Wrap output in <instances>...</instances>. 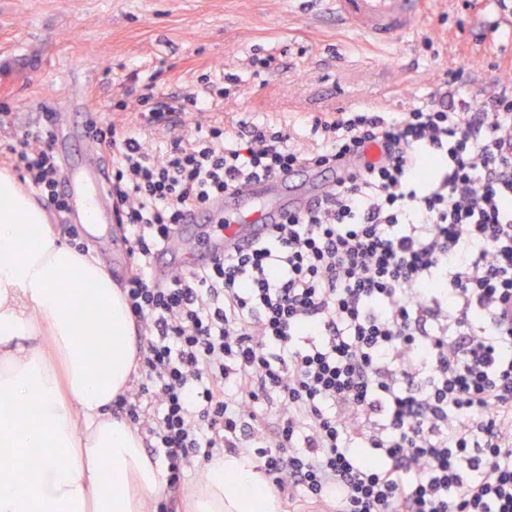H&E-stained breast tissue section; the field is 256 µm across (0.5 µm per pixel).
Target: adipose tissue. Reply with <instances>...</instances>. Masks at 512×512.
Wrapping results in <instances>:
<instances>
[{"label": "adipose tissue", "mask_w": 512, "mask_h": 512, "mask_svg": "<svg viewBox=\"0 0 512 512\" xmlns=\"http://www.w3.org/2000/svg\"><path fill=\"white\" fill-rule=\"evenodd\" d=\"M136 329L102 263L60 242L0 177V512H146L166 483L112 401L135 375ZM192 512H280L245 457L214 459Z\"/></svg>", "instance_id": "obj_1"}]
</instances>
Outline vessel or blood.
Masks as SVG:
<instances>
[{"label": "vessel or blood", "mask_w": 512, "mask_h": 512, "mask_svg": "<svg viewBox=\"0 0 512 512\" xmlns=\"http://www.w3.org/2000/svg\"><path fill=\"white\" fill-rule=\"evenodd\" d=\"M337 19L365 37L388 42L410 31L426 14V0H326ZM57 145L66 169L62 189L72 223L103 236L113 223L112 202L98 168L99 149L87 134L84 115L66 112L57 122ZM336 182L335 171L302 167L291 173L250 184L240 192L214 200L205 208L186 210L180 234L189 239L201 226L211 228V240L188 258L159 255L155 273L161 280L189 268L209 264L231 244L246 246L263 236L268 225L281 223L288 213L305 208Z\"/></svg>", "instance_id": "vessel-or-blood-1"}]
</instances>
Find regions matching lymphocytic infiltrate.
I'll return each mask as SVG.
<instances>
[{"mask_svg": "<svg viewBox=\"0 0 512 512\" xmlns=\"http://www.w3.org/2000/svg\"><path fill=\"white\" fill-rule=\"evenodd\" d=\"M184 108L89 128L111 158L139 328L140 380L112 414L166 467L157 512H177L192 462L224 453L326 512H512V85L317 115L307 151L240 119L153 155L143 127H176ZM45 118L10 151L61 216ZM301 165L335 185L261 240L157 281L186 209Z\"/></svg>", "mask_w": 512, "mask_h": 512, "instance_id": "f902f5d3", "label": "lymphocytic infiltrate"}]
</instances>
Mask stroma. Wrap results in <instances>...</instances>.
Returning <instances> with one entry per match:
<instances>
[{
    "mask_svg": "<svg viewBox=\"0 0 512 512\" xmlns=\"http://www.w3.org/2000/svg\"><path fill=\"white\" fill-rule=\"evenodd\" d=\"M279 69L254 73V51ZM466 67L472 97L512 83V14L496 0H431L426 21L387 44L337 21L322 0H0V166L5 145L63 113L83 92L88 112L127 126L154 100L202 94V74H234L206 120L294 126L312 115L421 104L445 71Z\"/></svg>",
    "mask_w": 512,
    "mask_h": 512,
    "instance_id": "obj_1",
    "label": "stroma"
}]
</instances>
